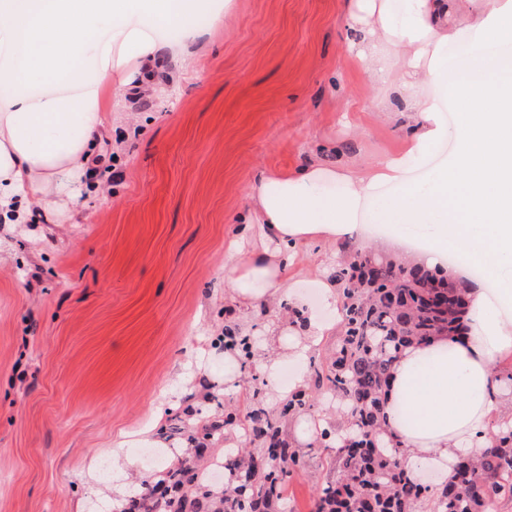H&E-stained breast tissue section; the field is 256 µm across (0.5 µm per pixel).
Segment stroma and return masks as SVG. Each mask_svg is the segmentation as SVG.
<instances>
[{
	"instance_id": "obj_1",
	"label": "stroma",
	"mask_w": 512,
	"mask_h": 512,
	"mask_svg": "<svg viewBox=\"0 0 512 512\" xmlns=\"http://www.w3.org/2000/svg\"><path fill=\"white\" fill-rule=\"evenodd\" d=\"M216 37H169L195 68L163 52L152 78L113 100L110 140L83 178V223L31 201L30 221L0 224V512H115L112 478L93 448H163L154 466L121 473L131 494L192 448L193 431L245 414L267 388L258 356L277 358L293 334L285 303L266 314L241 304L224 269L230 242L264 170L337 161L363 171L398 154L409 115L376 110L382 92L351 58L343 19L352 0H236ZM472 18L441 50L447 72L512 66V45L472 53ZM361 226L309 240L285 280L307 313L330 323L320 343L281 370L304 381L308 408L286 419L305 472L288 484L295 512H311L332 475L329 449L308 425H344L313 366L332 352L341 315L319 273L344 252L390 251L393 226L374 205ZM248 326L254 356L224 357V328ZM180 423L182 432L165 439Z\"/></svg>"
}]
</instances>
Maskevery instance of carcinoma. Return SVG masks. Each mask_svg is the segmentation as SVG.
Segmentation results:
<instances>
[{
  "instance_id": "carcinoma-1",
  "label": "carcinoma",
  "mask_w": 512,
  "mask_h": 512,
  "mask_svg": "<svg viewBox=\"0 0 512 512\" xmlns=\"http://www.w3.org/2000/svg\"><path fill=\"white\" fill-rule=\"evenodd\" d=\"M343 334L329 360L316 366L318 382L351 407L341 428L325 427L318 442L334 449L333 475L317 493L313 512H503L512 504V424L496 425L490 444L462 459L452 479L435 491L406 466L401 443L384 429L385 396L394 361L407 347L466 330L469 284L441 267L356 252L332 267ZM305 394L288 397L279 414L257 403L224 426H205L197 439L242 438L224 449V491L203 481L206 468L181 459L164 468L167 495L144 487L127 512H271L288 481L306 467L305 455L282 434L281 421L306 408Z\"/></svg>"
}]
</instances>
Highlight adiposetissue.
Segmentation results:
<instances>
[{
  "label": "adipose tissue",
  "mask_w": 512,
  "mask_h": 512,
  "mask_svg": "<svg viewBox=\"0 0 512 512\" xmlns=\"http://www.w3.org/2000/svg\"><path fill=\"white\" fill-rule=\"evenodd\" d=\"M212 0H0V221L22 224L26 204H54L61 188L81 177L102 151L112 99L156 61L160 26L174 23L185 42L200 32L199 13ZM481 31L473 48L512 42V0H355L345 19L358 60L382 90L400 94L415 129L417 152L437 140L455 145L424 179L406 180L403 157L380 160L362 175L313 164L259 175L248 215L257 227L251 249L229 253L228 272L244 304L262 307L280 295L297 303L282 280L294 259L289 246L350 233L379 184L404 185L384 202L380 219L417 229L418 259L441 264L460 251L480 268L494 292L472 289L464 336L411 345L393 365L386 404L387 432L406 450L409 468L427 464L448 481L463 456L487 446L498 410L491 382L497 356L512 350V82L497 71L450 89L452 124L438 122L434 97L441 48L465 12ZM340 182L333 194L327 184Z\"/></svg>",
  "instance_id": "obj_1"
}]
</instances>
